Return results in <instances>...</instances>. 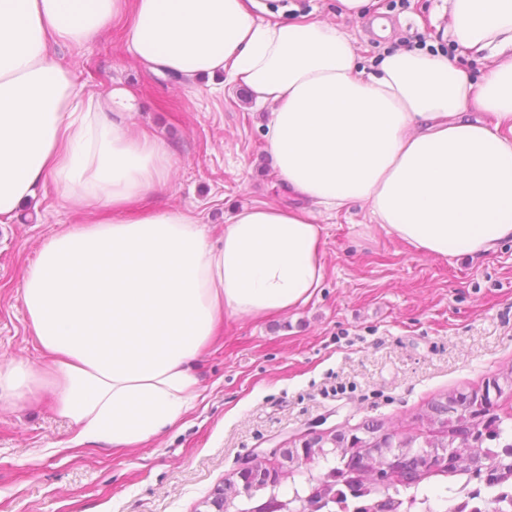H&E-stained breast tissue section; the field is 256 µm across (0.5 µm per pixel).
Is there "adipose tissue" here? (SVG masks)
Listing matches in <instances>:
<instances>
[{"instance_id":"obj_1","label":"adipose tissue","mask_w":512,"mask_h":512,"mask_svg":"<svg viewBox=\"0 0 512 512\" xmlns=\"http://www.w3.org/2000/svg\"><path fill=\"white\" fill-rule=\"evenodd\" d=\"M258 0H0V224L55 189L78 222L26 268L28 325L51 362L0 361V401L51 388L68 445L136 448L181 423L197 362L225 316L307 303L324 278L317 211L364 205L431 257L512 238V0H448V36L489 64L398 48L369 64L320 19L271 23ZM121 26L153 72L228 76L270 106L265 139L297 206L255 205L212 239L193 215L148 205L173 151L129 125L58 59Z\"/></svg>"}]
</instances>
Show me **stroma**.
Here are the masks:
<instances>
[{
  "mask_svg": "<svg viewBox=\"0 0 512 512\" xmlns=\"http://www.w3.org/2000/svg\"><path fill=\"white\" fill-rule=\"evenodd\" d=\"M442 0H372L341 16L336 0H264L261 19L314 16L351 37L358 57L386 48L449 49ZM382 18L387 37L370 34ZM59 59L88 89H129L130 123L175 152L156 208L192 211L219 237L233 211L288 205L265 138L270 108L218 77L189 88L156 75L127 50L115 27ZM76 215L55 190L38 209L0 224V360L46 367L21 289L27 265ZM324 280L296 309L263 318L225 317L200 360L203 399L182 428L138 448L55 449L72 430L52 394L25 407L0 403V512H214L215 489L257 451L297 448L308 433H350L372 420L387 433L424 430L432 399L470 392L512 374V240L481 257L417 255L354 204L319 218Z\"/></svg>",
  "mask_w": 512,
  "mask_h": 512,
  "instance_id": "stroma-1",
  "label": "stroma"
}]
</instances>
